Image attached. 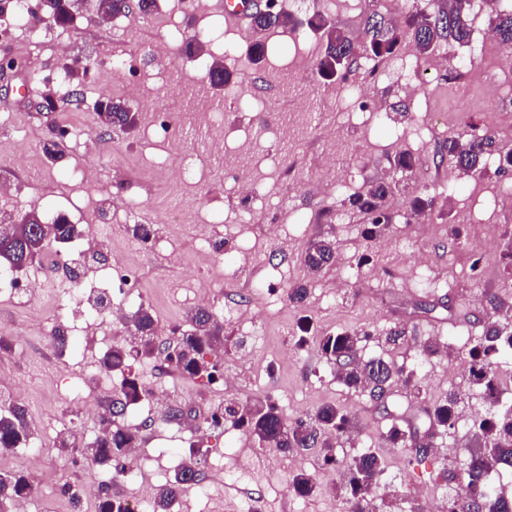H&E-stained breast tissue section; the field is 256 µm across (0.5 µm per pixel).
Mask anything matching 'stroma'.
<instances>
[{
	"label": "stroma",
	"mask_w": 512,
	"mask_h": 512,
	"mask_svg": "<svg viewBox=\"0 0 512 512\" xmlns=\"http://www.w3.org/2000/svg\"><path fill=\"white\" fill-rule=\"evenodd\" d=\"M158 5L149 15L114 17L108 29L92 13L80 14L63 31L69 41L64 52L50 42L31 44L17 27L5 43L22 66L0 81V179L23 185L7 201L6 211L39 212L51 205L68 213L81 230L105 223L110 230L99 248L105 257L101 263L55 243L44 250L71 260L70 267L55 270V278L77 269L74 284L90 297L84 313H72L54 288L32 296L0 295V319H7L28 343L27 350L0 357V408L23 406L33 434L44 437L36 457H24L17 448L0 453V472L29 478L35 494L28 512H73L61 486L81 485L90 474L59 448L56 433L74 427L91 437L100 427L98 411L117 392L120 375L97 376L96 361L113 343L128 341L129 334L123 325L108 326L120 295L91 273L103 264H126L136 273L139 306L150 309L166 337L188 329L190 301L196 297L242 307L244 315L222 322L223 380L211 383L203 376L166 370L157 361H133L143 388L164 384L166 399L139 407L146 421L137 449L143 476L136 484L113 481V494L147 493L187 451V443L165 436L169 408L213 410L230 400L270 396L290 421L312 415L326 402L342 406L355 429L337 452L339 466L364 451L380 453L385 460L381 486L395 495L401 512H428L431 500L452 493L460 482L470 444L468 430L445 431L429 422L428 411L453 391L462 408L479 407L485 416L492 412L465 373L485 322L497 317L499 307L512 306V207L497 202L501 192L512 188V174L455 173V195H438L420 223L410 216L411 187H400L388 201L396 219L383 234L390 242L385 249L367 237L366 217L345 210L334 185L319 181L318 174L326 158L334 157L337 168L360 170L352 185L358 191L391 177L390 160L408 152L417 169L441 179L452 166L440 160L439 146L471 124L494 138L495 154L488 159L493 168L497 154L512 151V132L502 128L481 88L458 99L432 78L417 96L407 94L401 77L388 84L366 83L367 94L383 101L385 113L377 118L357 111L339 83L323 81L312 70L290 73V55L301 52L317 59L323 48L318 34L303 29L269 37V64L255 66L247 60L248 38L224 20V0H194L190 6L184 0H158ZM407 5L408 0H281L284 11L301 18L322 12L358 39L372 11L391 17ZM490 12L488 0H472L471 39L446 53L480 69L499 98L512 99V70L501 65V46L482 41ZM201 28L215 30L216 39L205 42L201 55L183 53L182 44ZM161 40L172 52L173 66L167 70L154 62L153 46ZM76 58L97 67L84 87L88 106L62 112L59 123L72 129L97 127L91 105L111 96L128 102L139 124L130 132L115 128L100 134L92 150L69 141L64 157L54 160L43 150L47 119L38 104L59 64ZM201 58L224 63L233 74L229 89L216 92L206 85L197 69ZM116 61L131 65L132 74L114 71ZM161 113L172 115L182 128L180 140L168 139L157 126ZM17 127L28 133L21 145L13 137ZM219 128L227 131L224 155L206 157L208 133ZM189 154L203 162L197 178L185 182L179 171ZM233 165L259 187L261 199L251 207H244L225 178L226 167ZM88 170L95 174L90 184L81 178ZM129 200L140 203L147 224L156 230L151 247L135 242L124 222L121 205ZM217 212L224 215V246L211 264L197 265L201 240L211 234ZM463 212L471 220L498 225L499 240L458 244L449 227ZM271 224L280 225L279 235L268 233ZM317 238L333 240L337 255L350 258V284H342L334 265L320 275L308 274L302 254ZM239 252L252 260L251 277L241 276L233 262ZM423 260L430 276L418 269ZM299 283L306 284L308 296L295 305L287 292ZM304 324L312 339L301 347L297 338ZM55 325L69 330L68 346L47 338ZM395 329L404 330L405 337L394 344L388 337ZM341 330L368 332L364 357L416 369L420 390L396 384L382 407L338 381L315 338ZM430 342L444 345V353L424 355ZM395 422L423 433L431 447L425 461L412 462L411 448L386 446L384 435ZM202 447L224 478L191 489V512H242L248 493L262 498L264 512H349L337 468L324 466L314 452L287 454L262 446L229 421L207 428ZM298 470L312 472L324 493H292L290 482Z\"/></svg>",
	"instance_id": "obj_1"
}]
</instances>
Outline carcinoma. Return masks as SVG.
<instances>
[{"instance_id": "obj_1", "label": "carcinoma", "mask_w": 512, "mask_h": 512, "mask_svg": "<svg viewBox=\"0 0 512 512\" xmlns=\"http://www.w3.org/2000/svg\"><path fill=\"white\" fill-rule=\"evenodd\" d=\"M97 15L115 16L125 13V0H94ZM76 12V0H44V13L60 27L71 25ZM470 0H448V7L430 11L411 5L404 27L395 26L379 12L369 15L363 29L360 48L376 58L395 52L400 43L410 39L419 54L428 56L441 46L462 45L469 41ZM251 26L258 30L275 28L296 30L306 26L321 34L324 50L315 64L317 74L325 80L345 79L346 70L341 62L353 65L356 61L355 40L337 27L324 14L315 12L303 19L290 14L282 16L256 15ZM498 43L505 49L512 48V6L498 7L490 16ZM91 67L80 61L70 63L68 83L47 89L43 95L42 109L50 114L60 112L84 101L83 87ZM94 112L109 114L111 127L132 130L137 126V115L123 102L112 98L98 100ZM494 141L476 127L448 136L440 148L441 157L455 164L465 174H483L486 170L485 155L490 153ZM395 180L379 179L367 189L354 192L346 198V205L369 218L368 233L374 237L383 233L393 221L387 201L397 188ZM26 223L16 222L0 230V268H26L39 260L45 243L68 242L78 237L81 230L75 224L62 221L44 224L37 212L31 210L24 215ZM335 243L327 238L309 243L303 253V264L307 272L316 276L335 259ZM190 328L172 341H159L155 334V319L146 308H139L132 317L136 335V346L130 348L117 344L105 351L98 359V368L105 372L122 375L117 398L105 408L101 424L106 426L102 436L95 441V449L83 457L88 471L95 469L120 472L123 460L132 448L138 447V429L119 425L128 407L136 405L143 397V389L129 371L131 352L142 359H161L167 368L185 376H196L201 371L215 382L221 376L217 363L205 366L200 361L203 347L224 344L221 328L214 314L207 308H198L189 317ZM368 338L365 332L342 331L327 333L318 338V350L325 361L336 369V377L348 387L374 391H387L394 382L405 385L416 381L415 372L403 365L382 358L364 359L360 345ZM512 350V309L501 311L499 318L484 326L480 342L471 349L472 360L477 362L480 372L477 384L489 403H495L497 382L494 364L498 357ZM458 413V397L448 393L446 400L434 406L429 414L431 423L452 430ZM232 418L246 426L260 441L271 448L294 452L298 449L316 452L327 465L338 462L336 448L341 440H349L353 422L348 412L334 403L318 407L314 417L290 423L279 407L270 399L238 405L228 402L210 417V424L220 425L224 419ZM476 450L469 452L464 467V481L468 496L462 502L448 500V512H512V500L498 493L489 485V475L501 467L512 468V424L502 413L496 417L482 418L473 422ZM31 436L26 421V411L15 406L0 412V452L19 447ZM386 441L394 448L410 443L407 432L392 424L386 433ZM203 457L198 442L189 443L188 452L174 476L155 487L152 512H169L176 497L188 485L198 482L201 475L200 460ZM385 471L384 458L376 452L367 451L351 459L347 465V487L350 495V512H393V502L377 498L375 490ZM296 494L309 496L315 492L317 481L313 474L301 471L294 476ZM34 487L20 473L0 476V512H9L14 504L31 497ZM97 512H123L119 499L112 496L110 487L101 488Z\"/></svg>"}]
</instances>
